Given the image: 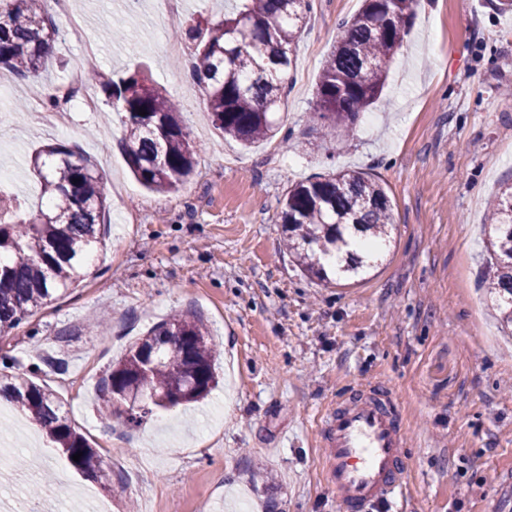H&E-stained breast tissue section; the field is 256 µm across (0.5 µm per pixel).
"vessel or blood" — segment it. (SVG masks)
Segmentation results:
<instances>
[{
    "label": "vessel or blood",
    "instance_id": "vessel-or-blood-1",
    "mask_svg": "<svg viewBox=\"0 0 512 512\" xmlns=\"http://www.w3.org/2000/svg\"><path fill=\"white\" fill-rule=\"evenodd\" d=\"M320 440L323 472L344 512L405 498L406 430L373 387L338 400L322 418Z\"/></svg>",
    "mask_w": 512,
    "mask_h": 512
}]
</instances>
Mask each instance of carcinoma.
Masks as SVG:
<instances>
[{"instance_id":"carcinoma-1","label":"carcinoma","mask_w":512,"mask_h":512,"mask_svg":"<svg viewBox=\"0 0 512 512\" xmlns=\"http://www.w3.org/2000/svg\"><path fill=\"white\" fill-rule=\"evenodd\" d=\"M242 6L206 26L191 25L196 72L217 130L248 146L267 139L269 115L285 97L293 46L306 28L311 0H241ZM419 0H364L344 21L317 83L318 118L348 132L357 114L381 92L387 66L408 34ZM57 30L46 0H0V66L25 77L38 73ZM103 90L126 128L127 156L135 177L150 191L174 193L191 177L195 150L181 109L142 71L111 78ZM145 113H140V110ZM40 198L31 214L0 195V331L17 328L32 312L89 275L90 257L102 244L105 184L88 160L62 143L31 160ZM490 274L486 288L512 322V182L492 198ZM281 221L288 251L319 281L356 277L373 254L350 251L349 230L380 240L392 225L391 201L374 175L346 170L300 182L288 190ZM215 352L208 330L191 311L152 326L102 380V409L131 401L137 423L155 409L197 402L216 387ZM38 425L70 465L83 474L109 476L86 437L61 414L55 393L15 376L0 379V395ZM81 454L79 461L72 456Z\"/></svg>"}]
</instances>
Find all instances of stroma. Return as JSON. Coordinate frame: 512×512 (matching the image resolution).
Listing matches in <instances>:
<instances>
[{"label": "stroma", "mask_w": 512, "mask_h": 512, "mask_svg": "<svg viewBox=\"0 0 512 512\" xmlns=\"http://www.w3.org/2000/svg\"><path fill=\"white\" fill-rule=\"evenodd\" d=\"M361 7L312 0L275 135L248 149L215 129L186 76L193 48L176 36L220 19L224 0H178L173 20L158 0H141L135 19L121 0H84L77 33L53 14L58 34L36 79L0 68V171L22 206L39 201L31 157L48 144L78 148L108 187L106 247L90 276L5 334L0 360L56 392L111 483L103 491L46 455L47 438L17 412L0 418V512L46 479L41 512H341L322 472L320 417L370 384L407 431L402 512H512V324L483 287L488 201L512 176V12L498 0H421L382 93L339 136L316 115L317 82ZM113 27L122 39L106 38ZM90 45L100 78L146 68L181 104L197 164L178 193L135 180L99 82L78 89L95 111L55 124L44 95ZM346 169L383 181L391 246L364 280L326 285L288 252L281 211L291 186ZM188 309L212 333L218 386L138 424L100 413L109 367Z\"/></svg>", "instance_id": "1"}]
</instances>
